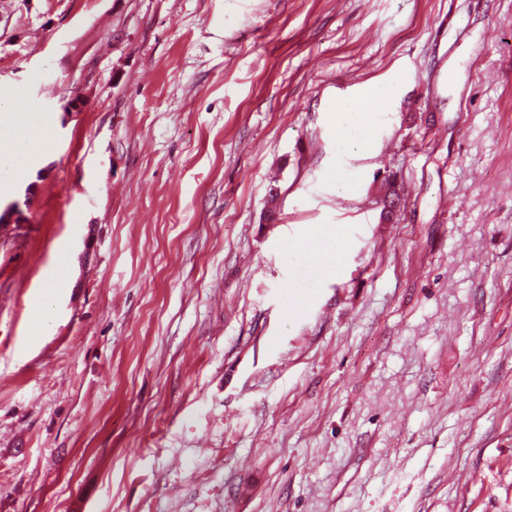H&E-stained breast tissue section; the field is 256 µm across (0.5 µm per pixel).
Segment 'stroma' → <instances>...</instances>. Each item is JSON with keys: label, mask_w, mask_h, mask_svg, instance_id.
<instances>
[{"label": "stroma", "mask_w": 512, "mask_h": 512, "mask_svg": "<svg viewBox=\"0 0 512 512\" xmlns=\"http://www.w3.org/2000/svg\"><path fill=\"white\" fill-rule=\"evenodd\" d=\"M13 106L0 512H512V0H0ZM385 91H378L364 102L358 105H347L339 103L336 108V118L334 127L340 141H345L349 130L357 126L363 131V137L356 142L360 147L368 146V137L370 133L371 115L368 112L376 108L385 97ZM42 139L41 129L24 126L8 151L0 147V166L9 165L15 169L24 168L30 158L35 144Z\"/></svg>", "instance_id": "35a3bbf8"}]
</instances>
